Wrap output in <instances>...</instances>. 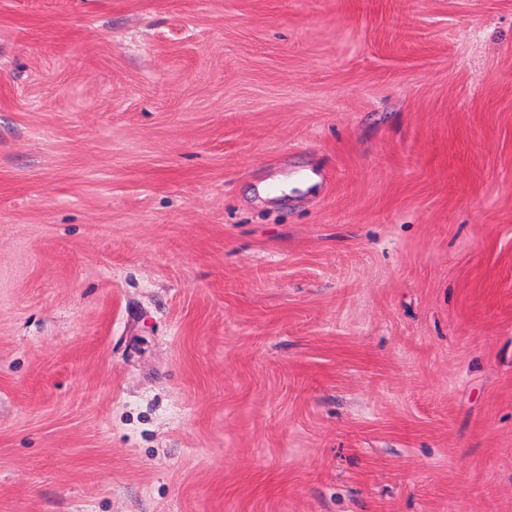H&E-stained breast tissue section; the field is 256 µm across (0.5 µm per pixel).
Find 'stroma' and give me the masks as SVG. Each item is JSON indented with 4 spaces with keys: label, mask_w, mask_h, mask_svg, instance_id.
I'll return each mask as SVG.
<instances>
[{
    "label": "stroma",
    "mask_w": 512,
    "mask_h": 512,
    "mask_svg": "<svg viewBox=\"0 0 512 512\" xmlns=\"http://www.w3.org/2000/svg\"><path fill=\"white\" fill-rule=\"evenodd\" d=\"M0 512H512V0H0Z\"/></svg>",
    "instance_id": "obj_1"
}]
</instances>
